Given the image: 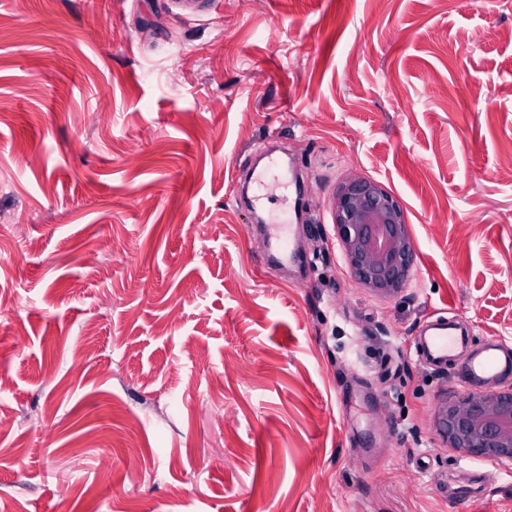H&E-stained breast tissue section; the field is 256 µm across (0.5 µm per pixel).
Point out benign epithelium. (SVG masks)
<instances>
[{
  "label": "benign epithelium",
  "mask_w": 512,
  "mask_h": 512,
  "mask_svg": "<svg viewBox=\"0 0 512 512\" xmlns=\"http://www.w3.org/2000/svg\"><path fill=\"white\" fill-rule=\"evenodd\" d=\"M339 246L361 287L394 297L406 285L414 246L399 202L379 183L351 175L332 199ZM435 423L448 447L492 461H512V388L458 396Z\"/></svg>",
  "instance_id": "1"
}]
</instances>
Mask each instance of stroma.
<instances>
[{
    "mask_svg": "<svg viewBox=\"0 0 512 512\" xmlns=\"http://www.w3.org/2000/svg\"><path fill=\"white\" fill-rule=\"evenodd\" d=\"M270 142L312 183L238 205ZM510 152L512 0H0V512H451L470 466L512 512L413 345L512 341ZM350 174L404 209L397 296L337 243ZM262 265L265 269L295 261V224H268L263 219ZM288 239V242H287Z\"/></svg>",
    "mask_w": 512,
    "mask_h": 512,
    "instance_id": "stroma-1",
    "label": "stroma"
}]
</instances>
